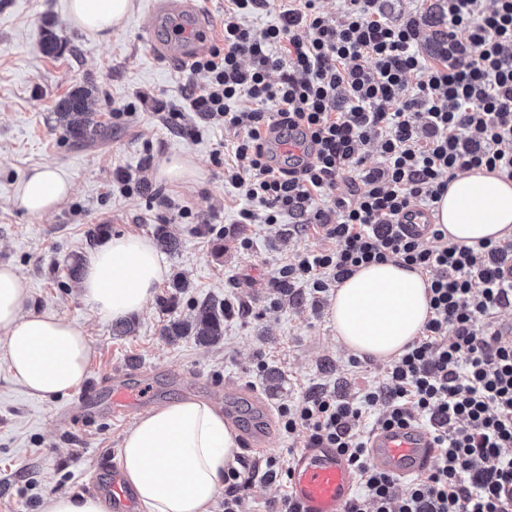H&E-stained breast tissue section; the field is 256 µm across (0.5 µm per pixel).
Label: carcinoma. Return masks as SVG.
<instances>
[{"instance_id":"cac0c4a2","label":"carcinoma","mask_w":512,"mask_h":512,"mask_svg":"<svg viewBox=\"0 0 512 512\" xmlns=\"http://www.w3.org/2000/svg\"><path fill=\"white\" fill-rule=\"evenodd\" d=\"M92 88L87 85L75 86L56 106L55 122L66 138L77 144L93 143L112 136V131L96 113L88 110L87 101ZM157 245L165 251L178 249V241L168 231L166 225L154 228ZM163 335L171 340L193 337L202 347H212L224 339V307L214 301L204 299L194 306L193 315L188 320H173L163 327Z\"/></svg>"}]
</instances>
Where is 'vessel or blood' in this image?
Returning <instances> with one entry per match:
<instances>
[{"label":"vessel or blood","instance_id":"1","mask_svg":"<svg viewBox=\"0 0 512 512\" xmlns=\"http://www.w3.org/2000/svg\"><path fill=\"white\" fill-rule=\"evenodd\" d=\"M214 38L209 22L196 26L192 40L172 36L169 51L191 61L208 50ZM369 460L398 478L429 469L437 449L430 433L416 426L381 429L369 439ZM355 486V474L334 448H305L296 454L288 490L301 512H344Z\"/></svg>","mask_w":512,"mask_h":512}]
</instances>
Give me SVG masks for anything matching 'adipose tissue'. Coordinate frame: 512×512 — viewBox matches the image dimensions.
Returning a JSON list of instances; mask_svg holds the SVG:
<instances>
[{
	"label": "adipose tissue",
	"instance_id": "ef3b65f1",
	"mask_svg": "<svg viewBox=\"0 0 512 512\" xmlns=\"http://www.w3.org/2000/svg\"><path fill=\"white\" fill-rule=\"evenodd\" d=\"M132 0H70V23L100 41L122 29ZM73 193L60 169L38 166L19 182L16 205L28 215L54 212ZM451 241L471 245L512 236V180L496 172L457 173L434 210ZM148 238L122 234L90 250L80 279L84 302L101 319L141 311L165 277ZM429 280L388 260L358 269L336 289L330 319L350 351L378 361L402 354L429 315ZM25 278L0 265V357L14 379L42 398L77 390L93 349L82 325L30 310ZM238 451L237 433L220 405L188 397L152 409L125 433L120 469L137 512H212L224 470Z\"/></svg>",
	"mask_w": 512,
	"mask_h": 512
}]
</instances>
